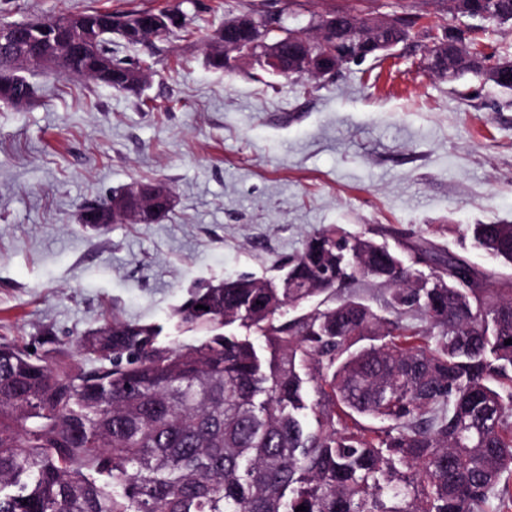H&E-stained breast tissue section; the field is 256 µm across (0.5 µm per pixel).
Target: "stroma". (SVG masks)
<instances>
[{"mask_svg":"<svg viewBox=\"0 0 512 512\" xmlns=\"http://www.w3.org/2000/svg\"><path fill=\"white\" fill-rule=\"evenodd\" d=\"M174 2L0 0V23ZM403 6L421 15L418 36L330 78L206 61L205 37L256 7L287 9L296 26ZM447 18L448 0H199L158 51L115 39L117 55L151 73L141 94L29 73L35 102L0 104V343L85 364L78 340L115 316L192 342L172 313L193 287L274 274L330 225L379 229L391 245L411 233L498 269L465 232L512 223V91L424 70ZM136 181L167 183L173 209L101 232L80 223L83 203Z\"/></svg>","mask_w":512,"mask_h":512,"instance_id":"1","label":"stroma"}]
</instances>
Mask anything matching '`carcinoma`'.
Masks as SVG:
<instances>
[{"label":"carcinoma","instance_id":"cac0c4a2","mask_svg":"<svg viewBox=\"0 0 512 512\" xmlns=\"http://www.w3.org/2000/svg\"><path fill=\"white\" fill-rule=\"evenodd\" d=\"M132 15H58L62 40L87 21L98 39L43 45L40 69L129 91L109 72L142 71L112 49ZM35 94L0 55V102ZM80 219L112 223L108 201ZM375 235L331 225L274 280L195 288L174 313L195 343L115 315L79 341L91 369L1 343L0 512H512V275ZM471 241L512 268V224ZM358 278L387 290L382 312L338 293Z\"/></svg>","mask_w":512,"mask_h":512}]
</instances>
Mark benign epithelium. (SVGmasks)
Segmentation results:
<instances>
[{"instance_id":"7a95c632","label":"benign epithelium","mask_w":512,"mask_h":512,"mask_svg":"<svg viewBox=\"0 0 512 512\" xmlns=\"http://www.w3.org/2000/svg\"><path fill=\"white\" fill-rule=\"evenodd\" d=\"M448 11L454 22L442 30V38L450 44L464 43L471 38L468 27L457 23L462 17L486 21L489 18L482 8V0H448ZM183 14L170 9L158 17H133L122 22V32L126 40L141 42L148 30L163 25L169 29H179ZM420 18L405 13L360 18L355 13L343 17L336 13H326L315 17L312 26L317 37L296 33L291 49L284 47V41H269L258 30L257 23L249 15H243L227 24L224 40H214V44H224V55L229 60L264 59L276 72L296 74L301 77L323 78L335 74L346 61H361L369 57L393 51L400 43L402 32L409 26L415 28ZM340 31L342 39L336 49L320 53L316 50V39L331 31ZM48 28L40 23H19L9 27L0 26V52L12 54L20 51L21 40L31 42L34 36H41ZM173 195L167 189L156 187L148 190L137 187L134 196L119 197L111 202L114 215L132 218L141 207L159 211L172 207Z\"/></svg>"}]
</instances>
